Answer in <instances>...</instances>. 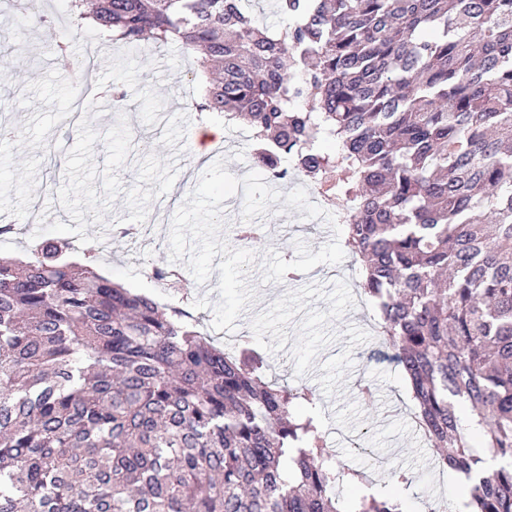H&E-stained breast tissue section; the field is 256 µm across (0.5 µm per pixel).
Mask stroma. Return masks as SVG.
<instances>
[{"mask_svg":"<svg viewBox=\"0 0 512 512\" xmlns=\"http://www.w3.org/2000/svg\"><path fill=\"white\" fill-rule=\"evenodd\" d=\"M50 23L14 20L15 0H0V65L25 60L17 79H0V123L12 126V141H0V226L18 225L14 235H0V257H19L31 238H65L74 259L94 249L99 273L135 291L156 295L163 306L182 300L199 317L204 332H213L220 300L219 272L197 283L186 261L170 259L169 235L177 209L199 182L195 147L207 127L223 126V117L198 116L191 104L200 93L193 74L194 57L174 44L145 41L137 46L97 44L92 57L93 85L119 82L126 96L123 142L111 136L115 118L108 102H78L71 87L73 63L82 57L90 28L77 30L67 53L57 56L58 21L67 17L66 0H42ZM207 162L223 161L235 177L253 171L251 148L237 129L207 140ZM266 236L249 246L257 256L274 251L294 260L296 241L311 251L330 242L323 218L271 204L262 219ZM121 224L139 226L135 239L119 237ZM351 257L321 264L297 280L268 283L260 264L247 272L256 300L232 331L218 335L224 343L251 337L264 356L268 376L291 385L303 384L321 397L318 418L337 462L358 466L362 457L350 446L360 439L379 461L374 473L379 495L397 493L410 512H430L452 504L463 474L439 469L413 422L414 402L402 371L381 359L376 308L361 294ZM173 269L181 279L174 295H158L150 281L152 267ZM374 383L378 399L368 405L358 395L360 382ZM412 469V486L393 487L392 465Z\"/></svg>","mask_w":512,"mask_h":512,"instance_id":"stroma-1","label":"stroma"}]
</instances>
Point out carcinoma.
Masks as SVG:
<instances>
[{
  "instance_id": "1",
  "label": "carcinoma",
  "mask_w": 512,
  "mask_h": 512,
  "mask_svg": "<svg viewBox=\"0 0 512 512\" xmlns=\"http://www.w3.org/2000/svg\"><path fill=\"white\" fill-rule=\"evenodd\" d=\"M68 2L109 41L201 53L195 111L353 205L344 247L437 465L472 479L469 512H512V0H276L274 32L242 0ZM69 250L0 258V512H403L344 507L365 471L250 337L229 353Z\"/></svg>"
}]
</instances>
